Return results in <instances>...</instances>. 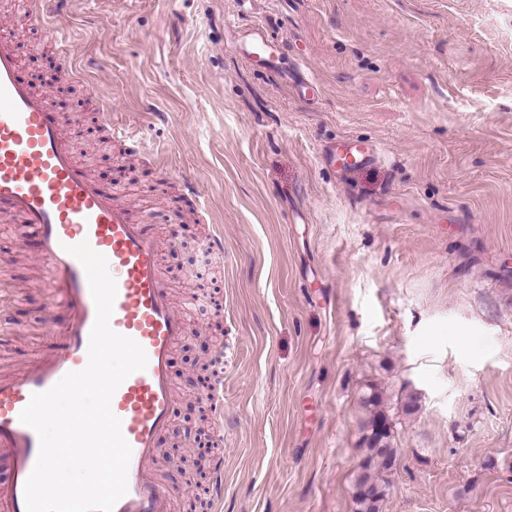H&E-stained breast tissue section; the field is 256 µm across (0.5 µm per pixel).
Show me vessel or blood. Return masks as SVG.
<instances>
[{
  "label": "vessel or blood",
  "mask_w": 512,
  "mask_h": 512,
  "mask_svg": "<svg viewBox=\"0 0 512 512\" xmlns=\"http://www.w3.org/2000/svg\"><path fill=\"white\" fill-rule=\"evenodd\" d=\"M66 0H27L30 23L69 56L70 42L59 23ZM278 46L261 29L247 39V57L272 60ZM112 140L129 152L144 149L140 131L115 117H104ZM21 219L34 228L48 272L53 303L70 319L53 349L13 374L0 376V455L10 477L0 483V512H26L24 486L38 457L39 439L19 414L32 394L53 387L66 373L88 363L96 307L88 279L68 246L88 242L105 256L117 295L112 329L134 339L147 365L117 388L111 408L121 422L132 454L128 491L114 512H168L175 492L151 470L158 436L173 416L171 354L187 333L173 308L161 271L157 236L133 218L118 193L103 192L78 165L53 119L47 94L34 91L19 76V58L8 32H0V219Z\"/></svg>",
  "instance_id": "vessel-or-blood-1"
}]
</instances>
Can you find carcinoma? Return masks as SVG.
Here are the masks:
<instances>
[{
    "mask_svg": "<svg viewBox=\"0 0 512 512\" xmlns=\"http://www.w3.org/2000/svg\"><path fill=\"white\" fill-rule=\"evenodd\" d=\"M381 400V393L373 387L363 398L369 416L362 426L364 457L355 479L353 512H381L388 488L383 475L390 471L389 462L397 460L392 427L389 416L381 409Z\"/></svg>",
    "mask_w": 512,
    "mask_h": 512,
    "instance_id": "carcinoma-1",
    "label": "carcinoma"
}]
</instances>
